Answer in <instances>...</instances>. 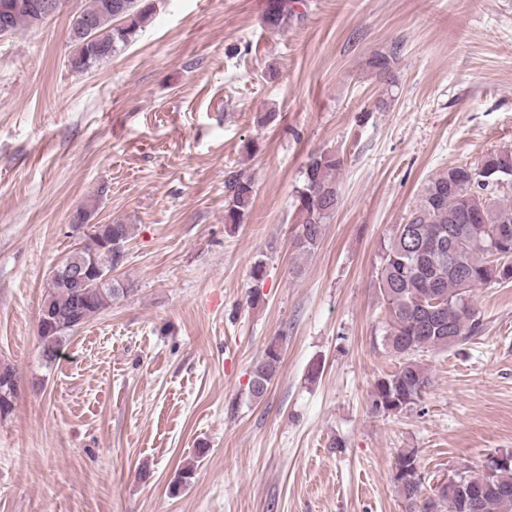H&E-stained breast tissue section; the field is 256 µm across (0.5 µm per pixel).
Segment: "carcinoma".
<instances>
[{
	"instance_id": "cac0c4a2",
	"label": "carcinoma",
	"mask_w": 512,
	"mask_h": 512,
	"mask_svg": "<svg viewBox=\"0 0 512 512\" xmlns=\"http://www.w3.org/2000/svg\"><path fill=\"white\" fill-rule=\"evenodd\" d=\"M35 10V0H0V23L6 22L10 36L33 29ZM296 13V0H268L264 23L272 30H284ZM77 17L94 19V34L103 47L94 55L83 38L70 33L71 70L83 74L84 61L93 69L140 35L152 18V4L150 0H86ZM120 18L124 22L118 28ZM343 163L338 152L322 151L307 164L294 200L295 248L303 255L318 247L340 204L336 174ZM508 180H512L509 149L490 153L475 165L448 167L428 180L407 223L397 225L381 243L373 288L386 312L383 345L400 359V365L375 380L368 400L372 414L396 416L417 405L431 385L418 354L451 349L478 328L472 289L512 283V203L496 199L498 185ZM224 188V223H243L254 202L253 182L233 172ZM133 235L132 224L112 225L117 248ZM51 282L37 323L39 358L47 368L62 357L73 333L61 326L74 321L82 327L125 291L117 281L101 288L93 280L83 288L54 278ZM279 362L280 352L272 344L253 370L252 397L265 394ZM15 380L17 372L10 366L0 373V419L13 410ZM498 456L501 460L485 464L478 472L455 475L429 493L422 476L394 480L405 512H512V452ZM395 465L421 472L414 448L399 453ZM461 482L476 489L466 506L459 494Z\"/></svg>"
}]
</instances>
